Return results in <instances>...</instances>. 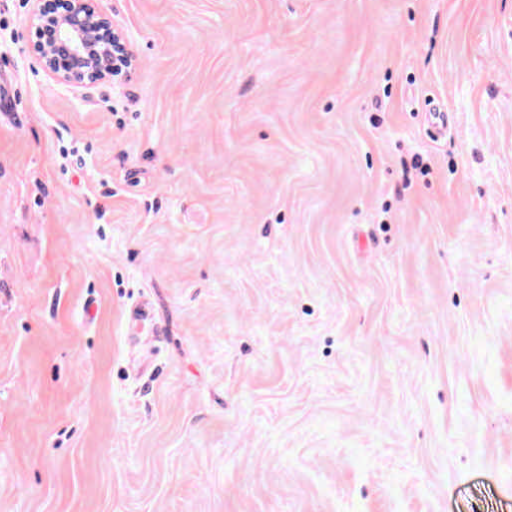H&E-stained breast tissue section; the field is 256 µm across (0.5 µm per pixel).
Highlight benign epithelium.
<instances>
[{"instance_id": "benign-epithelium-1", "label": "benign epithelium", "mask_w": 512, "mask_h": 512, "mask_svg": "<svg viewBox=\"0 0 512 512\" xmlns=\"http://www.w3.org/2000/svg\"><path fill=\"white\" fill-rule=\"evenodd\" d=\"M33 51L56 82L85 87L118 82L136 64L125 32L97 0H30Z\"/></svg>"}]
</instances>
